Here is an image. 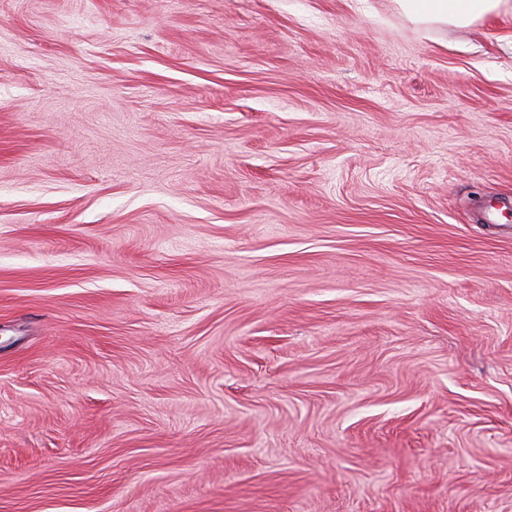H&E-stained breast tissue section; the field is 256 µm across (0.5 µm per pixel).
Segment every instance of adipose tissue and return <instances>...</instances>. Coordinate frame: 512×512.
<instances>
[{
    "label": "adipose tissue",
    "instance_id": "adipose-tissue-1",
    "mask_svg": "<svg viewBox=\"0 0 512 512\" xmlns=\"http://www.w3.org/2000/svg\"><path fill=\"white\" fill-rule=\"evenodd\" d=\"M412 23L419 26L464 27L498 14L507 0H396Z\"/></svg>",
    "mask_w": 512,
    "mask_h": 512
}]
</instances>
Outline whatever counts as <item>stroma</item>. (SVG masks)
<instances>
[{
	"mask_svg": "<svg viewBox=\"0 0 512 512\" xmlns=\"http://www.w3.org/2000/svg\"><path fill=\"white\" fill-rule=\"evenodd\" d=\"M0 512H512V8L0 0ZM404 15L419 26L464 27L498 14L508 0H394Z\"/></svg>",
	"mask_w": 512,
	"mask_h": 512,
	"instance_id": "obj_1",
	"label": "stroma"
}]
</instances>
